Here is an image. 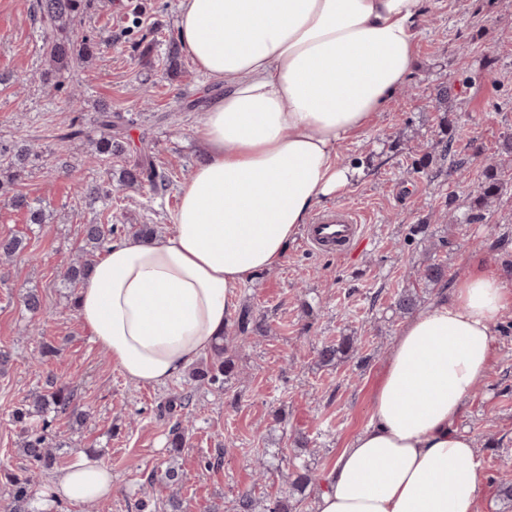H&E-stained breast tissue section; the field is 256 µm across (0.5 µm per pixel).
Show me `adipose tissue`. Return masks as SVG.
<instances>
[{
  "label": "adipose tissue",
  "mask_w": 512,
  "mask_h": 512,
  "mask_svg": "<svg viewBox=\"0 0 512 512\" xmlns=\"http://www.w3.org/2000/svg\"><path fill=\"white\" fill-rule=\"evenodd\" d=\"M442 0H181L180 42L223 83L198 137L172 232L113 243L78 297L84 327L142 386L177 379L223 332L237 291L283 264L315 209L347 189L340 145L412 74ZM512 276L470 263L449 300L400 331L369 424L337 456L316 512H478L480 462L456 422L485 376ZM112 493L84 453L34 501L51 512Z\"/></svg>",
  "instance_id": "adipose-tissue-1"
}]
</instances>
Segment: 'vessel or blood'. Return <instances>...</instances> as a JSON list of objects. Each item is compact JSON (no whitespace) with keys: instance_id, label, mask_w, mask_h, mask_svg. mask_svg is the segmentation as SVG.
<instances>
[{"instance_id":"obj_1","label":"vessel or blood","mask_w":512,"mask_h":512,"mask_svg":"<svg viewBox=\"0 0 512 512\" xmlns=\"http://www.w3.org/2000/svg\"><path fill=\"white\" fill-rule=\"evenodd\" d=\"M364 222L363 213L355 207H336L320 214L308 225L304 244L318 253L347 256L360 241Z\"/></svg>"}]
</instances>
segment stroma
Returning <instances> with one entry per match:
<instances>
[{"label":"stroma","mask_w":512,"mask_h":512,"mask_svg":"<svg viewBox=\"0 0 512 512\" xmlns=\"http://www.w3.org/2000/svg\"><path fill=\"white\" fill-rule=\"evenodd\" d=\"M33 3L0 0V142L32 152L25 179L0 188V239L17 236L27 245L26 257L0 262V512H12L11 482L31 468L12 413L53 383L74 389L81 414L48 415L54 463L42 486L80 450L112 471L109 512H162L173 495L182 512H237L247 490L265 507L290 495L297 512H314L337 455L369 422L407 322L395 310L396 295L415 294L424 308L449 298L474 256L512 270V153L501 148L512 134V0H447L426 16L408 84L340 153L356 174L335 202L364 210L361 242L339 259L295 239L281 266L240 288L238 307L253 320L247 333L233 320L224 331L234 370L219 391L187 372L156 388L130 383L82 325L78 291L64 273L84 245L83 225L112 221L116 242L144 224L156 236L171 234L180 189L200 158L194 129L224 89L187 54L167 68L180 0H98L75 33L112 36V47L42 80L44 35ZM145 87L152 91L147 105ZM103 111L122 116L121 138L148 136L166 189L120 187L133 151L92 162ZM74 124L83 133L71 138ZM491 165L506 188L484 205ZM79 182L110 184L111 200L76 196ZM16 194L41 207L46 222L29 223L10 203ZM432 261L446 267L445 284L421 278ZM30 291L41 296L43 313L26 310ZM346 336L357 352L322 365L321 347ZM184 396L192 425L174 449L165 406ZM457 427L476 441L480 512H512L500 490L512 467V306L494 328L489 370ZM261 460L267 472L259 479ZM298 465L315 477L301 492L286 479ZM169 466L178 469L179 485L151 482Z\"/></svg>","instance_id":"35a3bbf8"}]
</instances>
